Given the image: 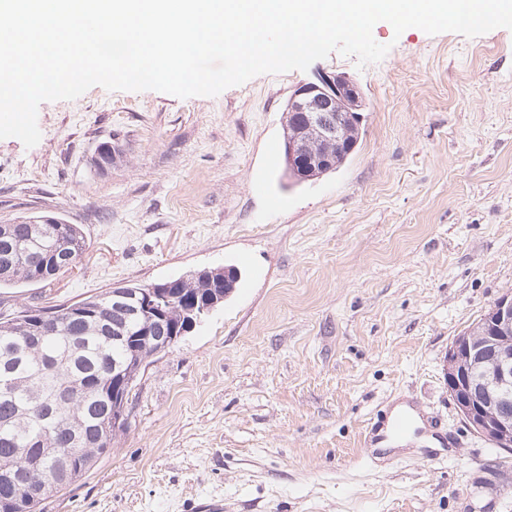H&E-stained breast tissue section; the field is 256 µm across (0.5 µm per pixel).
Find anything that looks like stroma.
<instances>
[{
    "instance_id": "1",
    "label": "stroma",
    "mask_w": 512,
    "mask_h": 512,
    "mask_svg": "<svg viewBox=\"0 0 512 512\" xmlns=\"http://www.w3.org/2000/svg\"><path fill=\"white\" fill-rule=\"evenodd\" d=\"M214 97L95 86L41 103L39 143L0 139V222L80 225L87 250L0 300L49 307L235 267L220 307L142 368L112 453L43 512H512V453L474 435L442 373L453 339L512 292V31L395 34ZM346 74L362 135L301 184L268 160L293 92ZM112 143V165L93 159ZM416 401L449 447L364 445Z\"/></svg>"
}]
</instances>
